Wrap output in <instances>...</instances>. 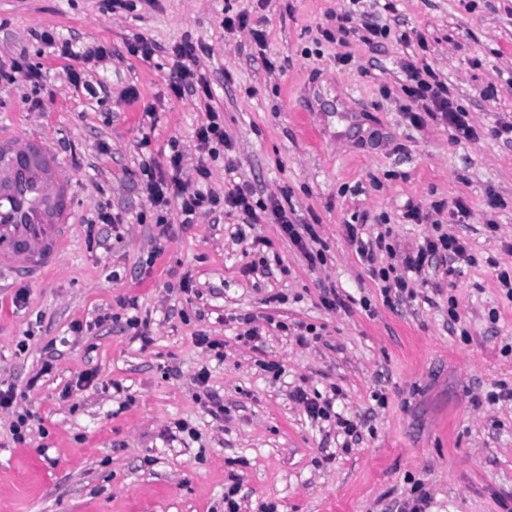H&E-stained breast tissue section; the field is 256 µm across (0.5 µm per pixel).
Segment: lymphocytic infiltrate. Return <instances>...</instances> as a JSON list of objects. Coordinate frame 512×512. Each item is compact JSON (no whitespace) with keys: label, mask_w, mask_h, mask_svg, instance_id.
Returning <instances> with one entry per match:
<instances>
[{"label":"lymphocytic infiltrate","mask_w":512,"mask_h":512,"mask_svg":"<svg viewBox=\"0 0 512 512\" xmlns=\"http://www.w3.org/2000/svg\"><path fill=\"white\" fill-rule=\"evenodd\" d=\"M174 58L173 68L176 78L170 85L175 97L190 94L197 97H210L211 86L205 76L193 70L192 65L198 62V47L191 42H184L171 47ZM408 86L406 92L417 104L418 113L412 114L411 120L415 125H423L426 118L440 117L452 131L463 138L470 139L475 131L467 120V113L455 106L449 97L447 85L429 65H420L411 61L404 63ZM198 150L201 154L195 165V175L184 178L182 153H173L168 160L167 171L146 169L147 182L145 189L151 206L157 211L156 225L159 237H167L170 222L166 216L169 206H177L178 219L183 224L196 223L200 215L216 211L225 214L242 215L249 224L259 223L262 213H270L275 222L280 224L282 231L291 242L303 252L308 261H316L313 252L314 244L319 243L320 236L314 225L296 224L289 217L285 207L277 198L269 202H258L253 198L249 188L237 187L224 194L203 192L201 186L211 175L206 162L207 157L217 154L219 146L225 145L224 121L217 110H208L205 121L196 132ZM438 256L448 257L450 262H471L466 242L453 235L443 233L424 239L416 249L405 255L402 267L393 266L374 269L372 275L380 284L383 298L402 299L410 294L411 278L421 275L432 260Z\"/></svg>","instance_id":"1"}]
</instances>
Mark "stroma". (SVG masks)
<instances>
[{
  "label": "stroma",
  "instance_id": "35a3bbf8",
  "mask_svg": "<svg viewBox=\"0 0 512 512\" xmlns=\"http://www.w3.org/2000/svg\"><path fill=\"white\" fill-rule=\"evenodd\" d=\"M361 2L390 30L373 46L322 37L346 0H0V55L25 53L45 75L39 86L0 76V127L44 137L74 183L59 269L35 283L0 279V385L38 417L15 444L0 411V512H224L235 483L241 512H400L417 487L426 512H512V401L483 400L512 388V300L497 280L512 268V135L499 131L512 122V0ZM243 11L265 47L225 31ZM44 30L111 54L95 66L60 56ZM138 36L159 44L150 59L128 52ZM185 40L205 48L211 101L169 90L166 49ZM411 59L447 84L475 139L453 140L437 120L411 124ZM72 70L106 93L74 87ZM210 107L230 145L209 163V190L246 184L257 200H287L293 222H317L321 261L309 264L272 220L243 226L223 213L156 240L143 166L180 151L193 168ZM459 199L470 216L453 224ZM105 202L125 224L87 235ZM410 205L422 223L405 219ZM350 224L366 239L390 228L394 251L377 252L380 267L400 265L438 226L464 238L474 262L460 275L430 268L414 298L388 304ZM256 237L268 242L259 252ZM254 263L267 274L249 272ZM332 288L342 308L322 305ZM133 315L146 337L128 327ZM248 316L254 345L238 339ZM309 326L315 339L299 344ZM201 332L223 340V361L207 360ZM271 361L280 376L264 371ZM204 363L220 420L196 397ZM87 370L96 380L77 389ZM299 386L335 397L360 438L311 421L291 397ZM182 418L198 439L169 434Z\"/></svg>",
  "mask_w": 512,
  "mask_h": 512
}]
</instances>
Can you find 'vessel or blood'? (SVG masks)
Instances as JSON below:
<instances>
[{"label": "vessel or blood", "mask_w": 512, "mask_h": 512, "mask_svg": "<svg viewBox=\"0 0 512 512\" xmlns=\"http://www.w3.org/2000/svg\"><path fill=\"white\" fill-rule=\"evenodd\" d=\"M72 193L69 173L39 138L0 132V273L28 279L58 266Z\"/></svg>", "instance_id": "vessel-or-blood-1"}]
</instances>
